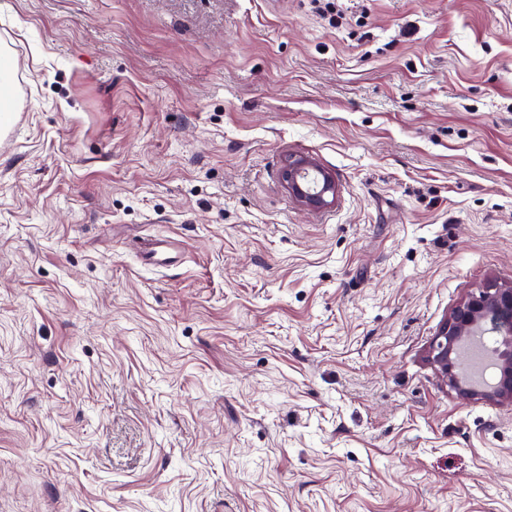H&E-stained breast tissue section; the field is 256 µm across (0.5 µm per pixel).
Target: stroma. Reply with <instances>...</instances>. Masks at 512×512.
<instances>
[{
	"instance_id": "35a3bbf8",
	"label": "stroma",
	"mask_w": 512,
	"mask_h": 512,
	"mask_svg": "<svg viewBox=\"0 0 512 512\" xmlns=\"http://www.w3.org/2000/svg\"><path fill=\"white\" fill-rule=\"evenodd\" d=\"M0 45V512H512V406L426 360L512 283V0H0ZM283 181L288 191L306 208H327L336 195L335 178L324 174L310 158L289 159L283 170ZM139 257L145 265L169 267L179 261L180 255L171 240L158 237L144 244Z\"/></svg>"
}]
</instances>
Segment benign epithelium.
I'll list each match as a JSON object with an SVG mask.
<instances>
[{
    "mask_svg": "<svg viewBox=\"0 0 512 512\" xmlns=\"http://www.w3.org/2000/svg\"><path fill=\"white\" fill-rule=\"evenodd\" d=\"M283 181L288 191L310 209L329 207L336 195V181L317 163L305 157L287 161ZM500 337L496 360L497 380L491 385L469 386L455 372L454 355L484 328ZM427 360L435 372L459 395L494 404H512V283H491L467 295L448 314L433 337Z\"/></svg>",
    "mask_w": 512,
    "mask_h": 512,
    "instance_id": "7a95c632",
    "label": "benign epithelium"
}]
</instances>
